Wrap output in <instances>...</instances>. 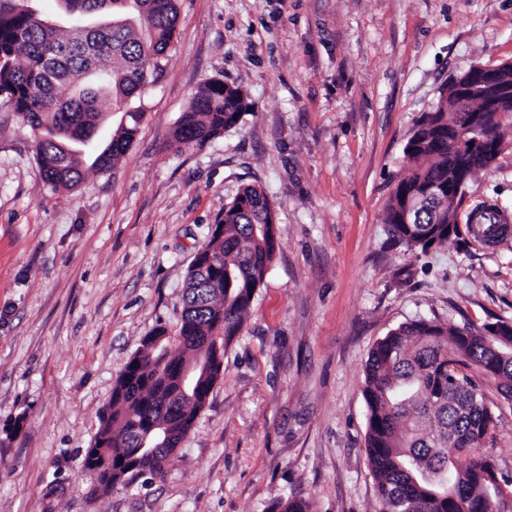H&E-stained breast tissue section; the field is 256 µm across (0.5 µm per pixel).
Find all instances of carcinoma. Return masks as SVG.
<instances>
[{"mask_svg":"<svg viewBox=\"0 0 512 512\" xmlns=\"http://www.w3.org/2000/svg\"><path fill=\"white\" fill-rule=\"evenodd\" d=\"M75 22L62 26L40 16L30 0H0V105L35 135V159L46 185L75 187L85 167L101 173L131 148L144 115L140 100L167 64L177 32L175 0H63ZM85 16L106 25L84 30ZM251 107L244 90L213 79L194 93L167 147L202 148L236 125ZM479 98L460 100L444 86L435 109L416 125L404 148L411 172L396 184L386 205L395 241L423 252L448 243L457 203L448 186L467 188L502 148L501 116L512 118V97L501 98L485 121L472 127L469 112ZM123 113L106 146L91 157L85 148L105 117ZM485 140L488 154L453 144ZM420 207L405 218L409 201ZM275 205L264 189L245 185L224 207L189 269L179 331L154 347L163 326L143 337L100 416L85 468L95 490L109 492L138 476L148 451L150 476L164 475L162 462L194 428L207 390L178 393L180 367L204 359L205 384L220 378L224 354L238 336L255 292L276 250L270 218ZM480 240L501 239L498 211L482 213ZM496 383L512 402V326L498 322L480 330L417 320L392 329L369 352L363 394L368 410L365 452L377 482L378 512H508L512 476L499 472L483 443L496 425L495 405L471 375ZM270 512H312L293 496Z\"/></svg>","mask_w":512,"mask_h":512,"instance_id":"1","label":"carcinoma"}]
</instances>
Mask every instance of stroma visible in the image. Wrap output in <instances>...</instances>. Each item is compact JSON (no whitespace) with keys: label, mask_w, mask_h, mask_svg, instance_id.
<instances>
[{"label":"stroma","mask_w":512,"mask_h":512,"mask_svg":"<svg viewBox=\"0 0 512 512\" xmlns=\"http://www.w3.org/2000/svg\"><path fill=\"white\" fill-rule=\"evenodd\" d=\"M177 37L109 173L46 187L28 127L0 126V512H376L364 365L417 319L512 324V235L469 232L476 205L512 215V127L470 183L460 232L393 243L386 202L440 88L512 60V0H178ZM219 78L252 106L201 148L166 143ZM246 185L277 206L278 246L218 380L164 479L92 491L84 458L112 388L154 327L178 331L188 268ZM485 446L512 474V404Z\"/></svg>","instance_id":"35a3bbf8"}]
</instances>
